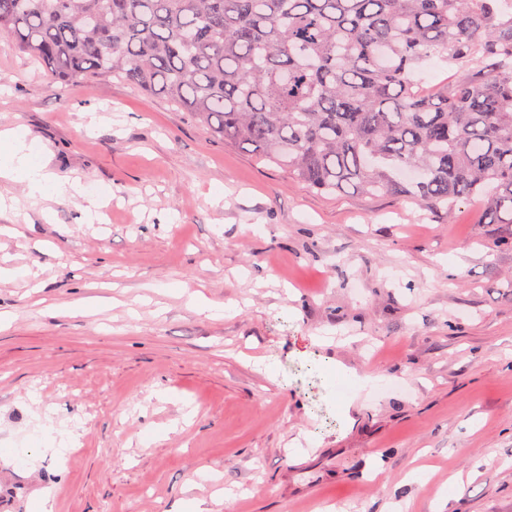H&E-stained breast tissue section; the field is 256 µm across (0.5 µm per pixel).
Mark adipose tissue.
Listing matches in <instances>:
<instances>
[{"instance_id": "adipose-tissue-1", "label": "adipose tissue", "mask_w": 512, "mask_h": 512, "mask_svg": "<svg viewBox=\"0 0 512 512\" xmlns=\"http://www.w3.org/2000/svg\"><path fill=\"white\" fill-rule=\"evenodd\" d=\"M0 179L26 182L33 195L86 198L83 212L87 215L99 205L98 198L87 196L80 181L55 180L46 162L37 158L25 131L18 127L0 130Z\"/></svg>"}]
</instances>
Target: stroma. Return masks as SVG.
I'll use <instances>...</instances> for the list:
<instances>
[{"label": "stroma", "mask_w": 512, "mask_h": 512, "mask_svg": "<svg viewBox=\"0 0 512 512\" xmlns=\"http://www.w3.org/2000/svg\"><path fill=\"white\" fill-rule=\"evenodd\" d=\"M11 126L112 214L0 181V512H512V224L316 193L0 39Z\"/></svg>", "instance_id": "35a3bbf8"}]
</instances>
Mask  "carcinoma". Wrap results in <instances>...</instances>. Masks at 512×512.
I'll list each match as a JSON object with an SVG mask.
<instances>
[{
  "label": "carcinoma",
  "mask_w": 512,
  "mask_h": 512,
  "mask_svg": "<svg viewBox=\"0 0 512 512\" xmlns=\"http://www.w3.org/2000/svg\"><path fill=\"white\" fill-rule=\"evenodd\" d=\"M512 0H0L58 81L120 78L326 193L512 224ZM438 57L459 72L424 93ZM413 170L412 181L400 178Z\"/></svg>",
  "instance_id": "carcinoma-1"
}]
</instances>
